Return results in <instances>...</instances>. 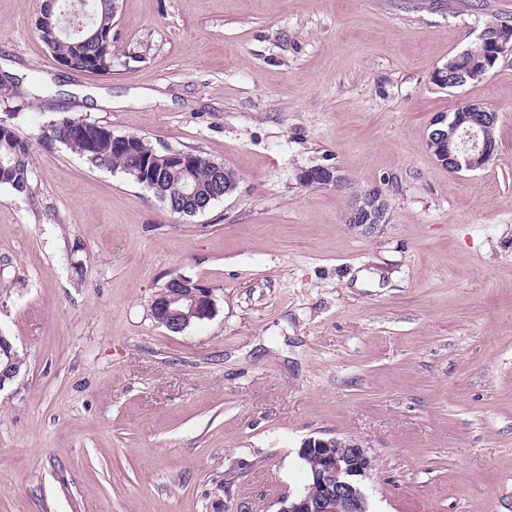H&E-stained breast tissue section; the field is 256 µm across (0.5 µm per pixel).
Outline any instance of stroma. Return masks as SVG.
<instances>
[{
    "instance_id": "obj_1",
    "label": "stroma",
    "mask_w": 512,
    "mask_h": 512,
    "mask_svg": "<svg viewBox=\"0 0 512 512\" xmlns=\"http://www.w3.org/2000/svg\"><path fill=\"white\" fill-rule=\"evenodd\" d=\"M43 0H0V122L31 147L0 185V512H277L310 437L367 448L372 512H512V53L442 89L433 71L512 0H116L112 71L38 39ZM497 149L454 174L426 140L464 103ZM79 116L238 178L171 213L42 137ZM342 188H310L311 166ZM379 189L384 224L344 220ZM212 288L174 334V275ZM342 177L338 174L337 168H329L325 166H316L303 169L299 175V179L303 185L307 187H328L336 186ZM314 185V186H310ZM174 288L176 291L167 292ZM175 294L173 296H170ZM215 309L213 290L198 280L183 275L171 276L152 302V315L167 330L183 332L193 321L212 316ZM16 349L5 336L0 335V390L14 381L17 370L14 365Z\"/></svg>"
}]
</instances>
